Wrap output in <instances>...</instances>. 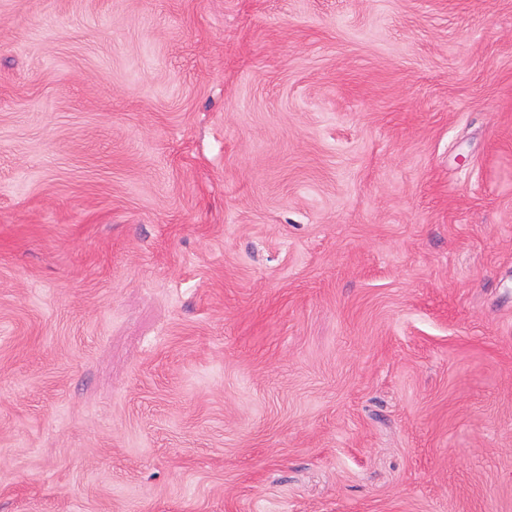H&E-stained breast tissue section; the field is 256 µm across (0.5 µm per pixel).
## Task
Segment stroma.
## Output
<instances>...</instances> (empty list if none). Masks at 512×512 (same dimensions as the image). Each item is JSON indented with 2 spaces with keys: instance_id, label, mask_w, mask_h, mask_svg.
I'll use <instances>...</instances> for the list:
<instances>
[{
  "instance_id": "stroma-1",
  "label": "stroma",
  "mask_w": 512,
  "mask_h": 512,
  "mask_svg": "<svg viewBox=\"0 0 512 512\" xmlns=\"http://www.w3.org/2000/svg\"><path fill=\"white\" fill-rule=\"evenodd\" d=\"M0 512H512V0H0Z\"/></svg>"
}]
</instances>
